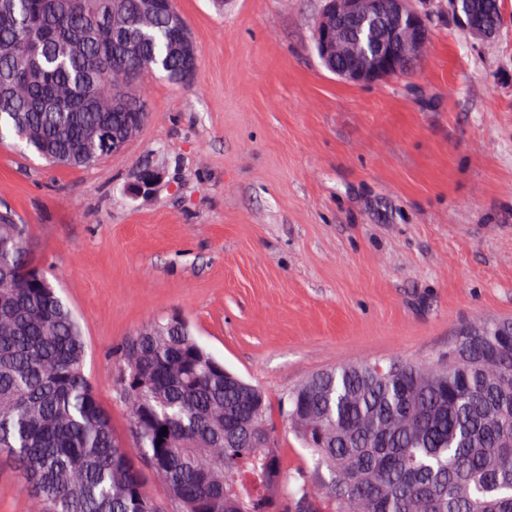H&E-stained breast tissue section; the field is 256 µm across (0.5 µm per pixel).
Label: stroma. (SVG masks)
I'll return each instance as SVG.
<instances>
[{"instance_id": "35a3bbf8", "label": "stroma", "mask_w": 512, "mask_h": 512, "mask_svg": "<svg viewBox=\"0 0 512 512\" xmlns=\"http://www.w3.org/2000/svg\"><path fill=\"white\" fill-rule=\"evenodd\" d=\"M190 84L139 83L150 119L88 168L0 144V207L77 317L112 430L129 441L114 351L181 314L270 398L283 460L311 471L283 401L359 360L446 359L457 331L512 317V0L489 38L428 0L409 76L364 86L312 48L323 0H175ZM161 165L162 182L135 188Z\"/></svg>"}]
</instances>
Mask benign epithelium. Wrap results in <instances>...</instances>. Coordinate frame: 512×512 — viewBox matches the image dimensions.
I'll return each mask as SVG.
<instances>
[{"label": "benign epithelium", "instance_id": "1", "mask_svg": "<svg viewBox=\"0 0 512 512\" xmlns=\"http://www.w3.org/2000/svg\"><path fill=\"white\" fill-rule=\"evenodd\" d=\"M449 7L467 28L477 31L474 17L465 10L462 0H448ZM378 11L385 37V46L370 62L357 56L348 46L349 38L342 32L331 35L330 25L360 24ZM430 39L425 11L415 7L413 0H327L318 20L316 51L323 62L332 66L338 78L360 85H375L402 75L416 67ZM163 178L158 167L139 173L137 191L149 193Z\"/></svg>", "mask_w": 512, "mask_h": 512}]
</instances>
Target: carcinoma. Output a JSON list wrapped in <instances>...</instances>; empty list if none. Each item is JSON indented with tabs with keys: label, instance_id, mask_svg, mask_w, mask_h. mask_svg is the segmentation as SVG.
<instances>
[{
	"label": "carcinoma",
	"instance_id": "carcinoma-1",
	"mask_svg": "<svg viewBox=\"0 0 512 512\" xmlns=\"http://www.w3.org/2000/svg\"><path fill=\"white\" fill-rule=\"evenodd\" d=\"M175 0H0V140L54 165L90 167L139 133L131 87L150 71L188 84ZM355 39L370 54L367 20ZM0 223V455L48 512H512V319L476 322L448 362L379 361L317 373L288 394L313 461L289 470L267 443L268 399L233 376L184 320L162 316L115 351L133 447L85 373L72 310Z\"/></svg>",
	"mask_w": 512,
	"mask_h": 512
}]
</instances>
